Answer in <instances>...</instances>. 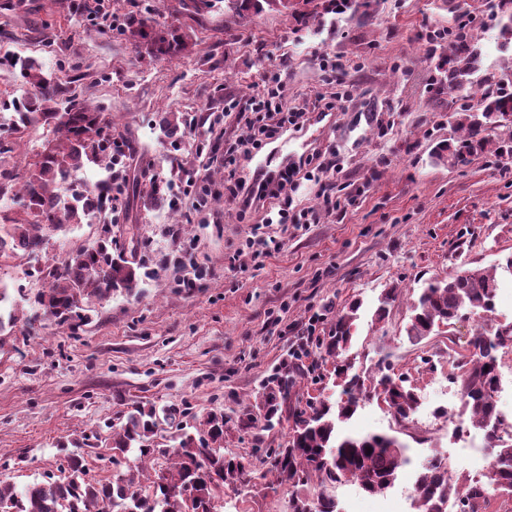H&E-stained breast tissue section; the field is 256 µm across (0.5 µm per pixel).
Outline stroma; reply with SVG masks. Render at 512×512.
<instances>
[{
	"mask_svg": "<svg viewBox=\"0 0 512 512\" xmlns=\"http://www.w3.org/2000/svg\"><path fill=\"white\" fill-rule=\"evenodd\" d=\"M78 0H0V98L26 88L10 57L37 60L64 85L67 95L112 114L136 146L128 182L144 174L180 179L212 177L223 191L224 168L200 156L207 134L202 121L224 109L225 95L246 100L262 73L284 70L288 99H313L326 88L321 56L344 67L352 99L310 139L313 148L333 147L345 210L321 211L318 184L296 194L319 209L318 223L298 229L268 226L283 249L263 263L232 256L251 234L236 211L213 201L202 222L193 199L149 211L125 196V219L113 234L133 229L153 274L138 294H117L94 304L84 325L69 328L49 318L32 323L28 335H0V479L16 487L56 472L59 445L83 435L107 439L128 404L172 407L186 428L210 412L224 415V450L248 452L255 479L227 490L236 512H290L291 487L278 482L265 462L268 449L283 445L288 422L273 430L243 426L246 406L299 348L304 374L298 394L318 395L320 376L330 374L318 346L337 312L351 299L362 302L349 355L357 369L389 355L395 373L408 377L420 397L412 423L399 425L386 406L370 399L350 421L359 434L398 438L412 459L395 485L371 496L350 482L339 485L340 512H413L415 468L435 452L451 454L457 484H488L484 433L461 412L449 353H462L484 322L512 323V158H476L461 169L434 163L436 137L454 133L448 122V87L440 59L428 52L424 25L448 27L469 11L479 32L499 34L489 0H375L365 21L323 14L315 19L270 7L249 19L225 15L224 0H105L125 18L135 13L190 34L194 52L156 58L119 33L75 24ZM393 110L387 129L368 126L365 102ZM196 116L201 124L178 146L164 137L162 113ZM191 245L181 265L160 266L179 244ZM204 269L196 279V269ZM485 268L500 288L495 311L467 315L449 332L410 342L405 327L411 300L436 275ZM398 289L388 318L376 321L381 294Z\"/></svg>",
	"mask_w": 512,
	"mask_h": 512,
	"instance_id": "stroma-1",
	"label": "stroma"
}]
</instances>
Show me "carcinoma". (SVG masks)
I'll use <instances>...</instances> for the list:
<instances>
[{
    "label": "carcinoma",
    "instance_id": "1",
    "mask_svg": "<svg viewBox=\"0 0 512 512\" xmlns=\"http://www.w3.org/2000/svg\"><path fill=\"white\" fill-rule=\"evenodd\" d=\"M226 8L241 19L263 8L246 0H227ZM123 35L139 49L146 47L156 57H176L189 47L187 37L170 27L152 25L145 17H130ZM478 42L464 27H456L449 54L444 61L448 92L466 86L483 89L476 103L456 101L449 106L450 123L458 136L441 140L433 148L434 158L456 168L474 158L512 154V69L503 72L482 68ZM27 86L24 96L3 99L0 109L17 113L0 123V200L22 201L14 214L0 213V268L11 267L45 252L55 233L71 225L89 224L98 218L106 225L96 242L80 247L67 258L35 269L46 287L35 293L13 297L0 287V333L20 328L29 321L20 317V304L57 324L88 320L86 311L117 293L133 295L140 288L147 267L135 256L112 254L107 225L112 223V148L120 140L130 144L127 133L95 108L63 99L59 81L44 72L31 58L12 60ZM51 129L42 150L25 161L24 175L6 167L21 148L30 127ZM165 137L181 138L187 126L183 114L165 112L159 120ZM108 128L112 136L101 134ZM95 165L106 176L91 185L76 183L74 174ZM141 200L149 208L168 199L172 182L152 177L144 184ZM499 288L495 273L468 269L448 277L429 279L411 306L406 336L420 342L469 313L494 311ZM361 302L354 299L336 314L328 336L320 343L334 360V376L342 385L341 397L331 400L319 395L305 405L292 400L298 366H284L264 385L254 405L267 426L275 417L292 422L284 446L270 451V469L276 478L294 488L291 512H339L333 490L344 481L356 483L370 494L391 488L401 469L410 463L407 448L386 433H344L340 424L349 421L370 395L383 397L395 420L404 425L418 410L416 395L405 386L406 379L389 373L387 357L374 364L373 391H367L363 376L353 371L347 351L352 327ZM512 347V324L496 327L486 323L471 338L467 353L453 360L459 370L460 398L472 425L485 432L491 465L503 495L512 496V432L497 410L498 352ZM159 416L154 406L136 404L127 412L121 431L112 434L109 461L113 474L96 479L89 476L84 453L70 451L61 464V476H48L19 492L0 481V512H221L224 492L252 480V469L244 455L224 453V415L210 414L197 432H183L169 448L151 444ZM448 459L434 454L418 471L413 485L415 512H441L451 494ZM465 512H485L490 503L486 489L469 485L457 494Z\"/></svg>",
    "mask_w": 512,
    "mask_h": 512
}]
</instances>
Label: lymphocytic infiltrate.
Returning <instances> with one entry per match:
<instances>
[{
	"label": "lymphocytic infiltrate",
	"instance_id": "f902f5d3",
	"mask_svg": "<svg viewBox=\"0 0 512 512\" xmlns=\"http://www.w3.org/2000/svg\"><path fill=\"white\" fill-rule=\"evenodd\" d=\"M350 99L349 86L340 81L314 99L293 105L288 101L285 80L272 71L263 75L258 89L247 100L225 97L223 112L211 114L210 124L214 127L223 125L230 116L236 122L235 133L225 139L223 150L210 151L209 158L224 167L225 202L235 208L240 218L251 219L254 224L243 246L253 258L271 256L280 248L274 237L266 235L265 225L317 223L316 210L295 202L294 194L302 184L319 183L326 211L340 209L336 183L330 178L337 170L336 153L329 147L316 149L284 169L268 172L240 173V162L253 160L284 133L303 131L312 113L328 115Z\"/></svg>",
	"mask_w": 512,
	"mask_h": 512
}]
</instances>
